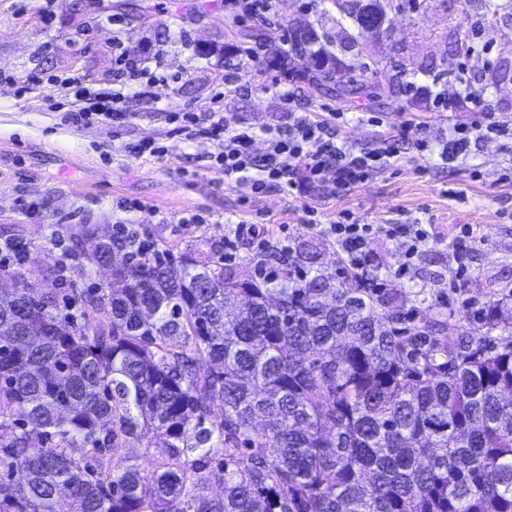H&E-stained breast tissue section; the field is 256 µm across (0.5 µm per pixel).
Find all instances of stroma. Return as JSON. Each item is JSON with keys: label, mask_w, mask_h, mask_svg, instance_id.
<instances>
[{"label": "stroma", "mask_w": 512, "mask_h": 512, "mask_svg": "<svg viewBox=\"0 0 512 512\" xmlns=\"http://www.w3.org/2000/svg\"><path fill=\"white\" fill-rule=\"evenodd\" d=\"M115 15L121 24H112ZM336 15L334 0L276 2L286 33L311 24L339 42ZM258 24L224 0H0V241L25 243L24 270L64 261L77 287L104 288L109 270L85 257L114 225H134L145 244L207 266L223 255L232 225L283 224L296 247L316 257L305 271L335 279L341 265L326 229L345 212L362 224L426 225L429 238L409 274L400 272L403 239L377 234L367 246L371 277L406 297L413 323L449 321L443 338L452 343L488 300L512 308V20L482 24L479 0H417L389 13L380 33L358 34L364 56L344 54L365 66L371 86L355 102L246 60L239 31ZM463 36L473 51L461 59L452 48ZM117 46L132 58L146 50L161 56L169 81L151 97H126L123 124L97 115L68 124L74 83L95 98L115 90ZM379 58L405 70L415 90L374 86L368 68ZM459 66L485 87V107L435 111L422 87L458 96L461 86L433 83L431 74ZM323 106L348 151L381 153L367 181L335 186L300 176L290 193H258L217 166L223 139L190 140L182 131L185 116L220 111L254 129L252 150L261 157L292 113ZM456 127L469 134L453 147ZM145 141L163 146L164 156L136 157ZM467 227L479 239L461 265L455 243Z\"/></svg>", "instance_id": "35a3bbf8"}]
</instances>
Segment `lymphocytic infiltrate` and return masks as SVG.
Here are the masks:
<instances>
[{
    "label": "lymphocytic infiltrate",
    "instance_id": "f902f5d3",
    "mask_svg": "<svg viewBox=\"0 0 512 512\" xmlns=\"http://www.w3.org/2000/svg\"><path fill=\"white\" fill-rule=\"evenodd\" d=\"M191 137L218 136L224 140L222 165L226 177L251 181L255 191H264L269 183L288 190L296 172L308 178L332 184L348 185L365 181L373 166L366 155H354L338 146L336 137L314 113L296 116L271 142L264 158L251 151L255 137L252 128L230 125L223 113H211L209 123L192 129ZM336 247L348 267L364 268L368 261V237L378 233L388 238H402L414 244L425 242L427 234L418 224H356L339 222L329 228Z\"/></svg>",
    "mask_w": 512,
    "mask_h": 512
}]
</instances>
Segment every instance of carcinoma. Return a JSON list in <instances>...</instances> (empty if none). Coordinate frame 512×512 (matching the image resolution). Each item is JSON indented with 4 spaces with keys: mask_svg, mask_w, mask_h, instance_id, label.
<instances>
[{
    "mask_svg": "<svg viewBox=\"0 0 512 512\" xmlns=\"http://www.w3.org/2000/svg\"><path fill=\"white\" fill-rule=\"evenodd\" d=\"M341 2L359 28L404 9ZM325 38L293 31L270 63L319 91L362 97L367 85ZM454 78L466 112L479 89L463 68ZM125 249L111 234L87 260ZM273 258L274 287L220 261L199 269L187 256L130 253L106 294L55 296L33 283L23 300L0 292V432H10L0 512H56L61 499L72 512H512V321L499 303L478 311L481 334L450 345L432 337L454 328L447 321L406 327L402 314L374 315L389 300L363 270L334 285L296 277L300 252ZM75 297L80 315L59 313ZM205 394L224 403L217 424ZM132 440L163 456L149 487L126 456ZM212 483L224 497L206 494Z\"/></svg>",
    "mask_w": 512,
    "mask_h": 512,
    "instance_id": "cac0c4a2",
    "label": "carcinoma"
}]
</instances>
